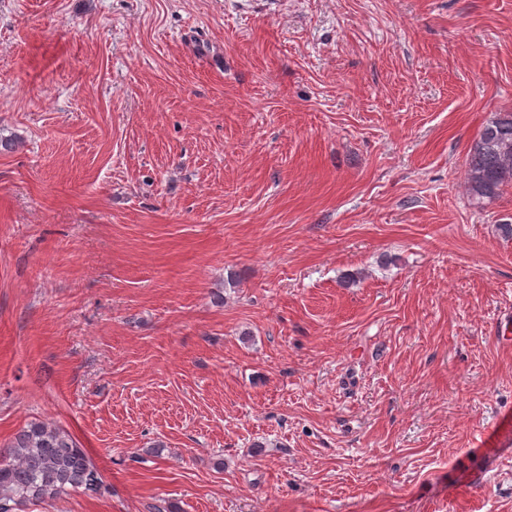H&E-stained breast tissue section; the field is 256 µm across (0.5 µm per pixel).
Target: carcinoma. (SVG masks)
Returning <instances> with one entry per match:
<instances>
[{
	"label": "carcinoma",
	"mask_w": 512,
	"mask_h": 512,
	"mask_svg": "<svg viewBox=\"0 0 512 512\" xmlns=\"http://www.w3.org/2000/svg\"><path fill=\"white\" fill-rule=\"evenodd\" d=\"M468 187L481 204L512 183V112H498L480 131L467 158ZM104 476L67 431L33 423L0 452V512H17L30 502H47L68 491L94 495Z\"/></svg>",
	"instance_id": "1"
}]
</instances>
